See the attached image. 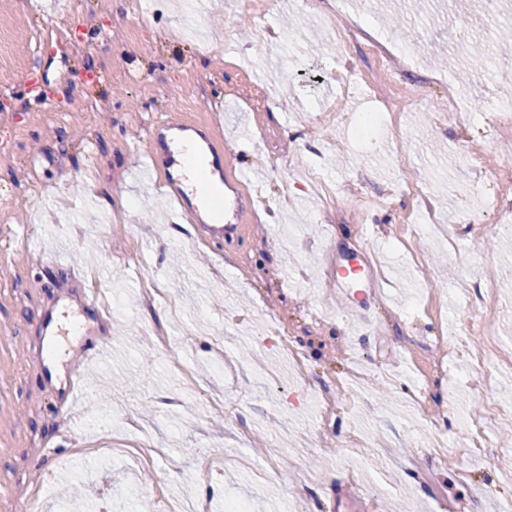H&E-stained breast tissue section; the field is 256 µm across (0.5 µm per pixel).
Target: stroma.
I'll list each match as a JSON object with an SVG mask.
<instances>
[{"label": "stroma", "instance_id": "1", "mask_svg": "<svg viewBox=\"0 0 512 512\" xmlns=\"http://www.w3.org/2000/svg\"><path fill=\"white\" fill-rule=\"evenodd\" d=\"M31 29L20 64L0 81V512L35 499L69 512L84 484L95 512H167L169 501L216 512H502L512 501V420L476 455L459 427L487 403L512 413V198L477 193L463 158L512 177L487 107L512 105V15L494 0H340L417 61L454 78L469 53L451 22L496 34L495 75L483 62L461 86L465 113L445 111V86L412 96L401 141L362 138L376 102L357 89L319 139L307 130L341 95L330 72L386 90L397 58L343 40L319 0H276L279 38L257 42L238 0H164L135 36L110 42L124 0H77L57 21L44 0H11ZM207 100H198L197 86ZM267 96L247 107L257 90ZM99 110L88 117L80 101ZM279 112H272V105ZM194 125L223 158L237 198L229 244L182 219L178 174L158 157L153 128ZM336 186L338 206L409 178L438 221L409 237L412 203L367 224L321 223L311 192L255 220L281 181L308 171ZM365 185H358V176ZM381 259L386 281L353 309L336 286L339 260ZM500 286L497 314L467 339L443 379L428 352L438 314L449 328L481 320L475 289ZM112 295L89 308L85 295ZM303 362L295 374L274 335ZM240 360L218 376L211 352ZM343 408L322 412L325 392Z\"/></svg>", "mask_w": 512, "mask_h": 512}]
</instances>
